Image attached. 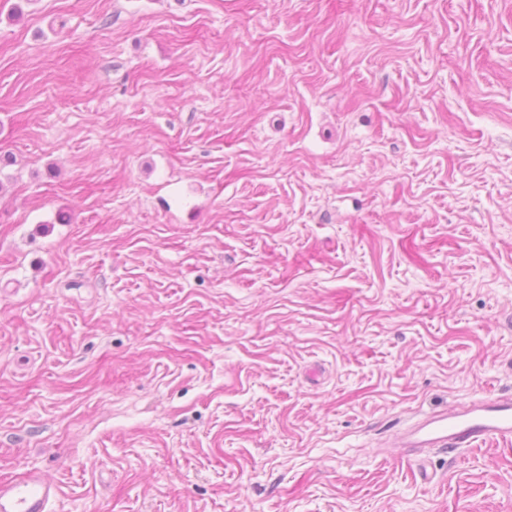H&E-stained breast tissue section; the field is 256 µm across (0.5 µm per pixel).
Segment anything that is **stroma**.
I'll return each mask as SVG.
<instances>
[{
  "label": "stroma",
  "mask_w": 512,
  "mask_h": 512,
  "mask_svg": "<svg viewBox=\"0 0 512 512\" xmlns=\"http://www.w3.org/2000/svg\"><path fill=\"white\" fill-rule=\"evenodd\" d=\"M0 154V480L512 512V0H0ZM487 441L512 442V396L489 394L425 413L401 430L394 446L412 456L429 450L452 453Z\"/></svg>",
  "instance_id": "stroma-1"
}]
</instances>
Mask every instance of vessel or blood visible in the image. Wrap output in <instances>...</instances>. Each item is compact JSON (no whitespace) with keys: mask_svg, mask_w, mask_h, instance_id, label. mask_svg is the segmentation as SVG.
<instances>
[{"mask_svg":"<svg viewBox=\"0 0 512 512\" xmlns=\"http://www.w3.org/2000/svg\"><path fill=\"white\" fill-rule=\"evenodd\" d=\"M487 441L512 442V396L490 394L460 406L421 415L404 427L395 446L405 455L451 453ZM58 488L39 471L0 480V512H47Z\"/></svg>","mask_w":512,"mask_h":512,"instance_id":"1","label":"vessel or blood"}]
</instances>
